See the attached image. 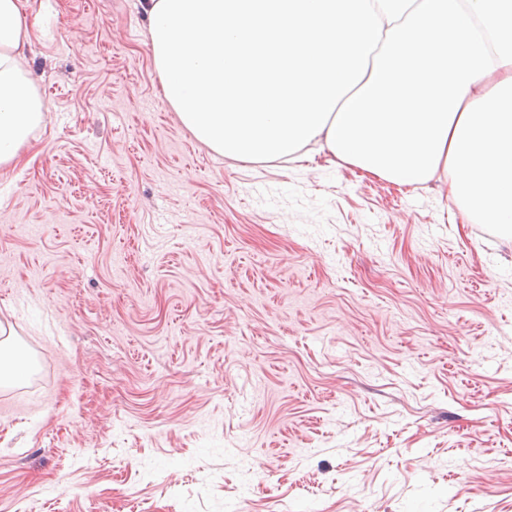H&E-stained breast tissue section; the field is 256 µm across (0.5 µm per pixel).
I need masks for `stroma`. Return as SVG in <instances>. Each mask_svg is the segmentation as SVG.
I'll return each instance as SVG.
<instances>
[{
  "label": "stroma",
  "mask_w": 512,
  "mask_h": 512,
  "mask_svg": "<svg viewBox=\"0 0 512 512\" xmlns=\"http://www.w3.org/2000/svg\"><path fill=\"white\" fill-rule=\"evenodd\" d=\"M0 512H512V237L444 181L220 155L141 0H30Z\"/></svg>",
  "instance_id": "obj_1"
}]
</instances>
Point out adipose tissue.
I'll list each match as a JSON object with an SVG mask.
<instances>
[{"mask_svg": "<svg viewBox=\"0 0 512 512\" xmlns=\"http://www.w3.org/2000/svg\"><path fill=\"white\" fill-rule=\"evenodd\" d=\"M29 0H0V175L45 105ZM164 100L211 150L316 146L400 186L443 178L467 223L512 228V0H143Z\"/></svg>", "mask_w": 512, "mask_h": 512, "instance_id": "adipose-tissue-1", "label": "adipose tissue"}]
</instances>
